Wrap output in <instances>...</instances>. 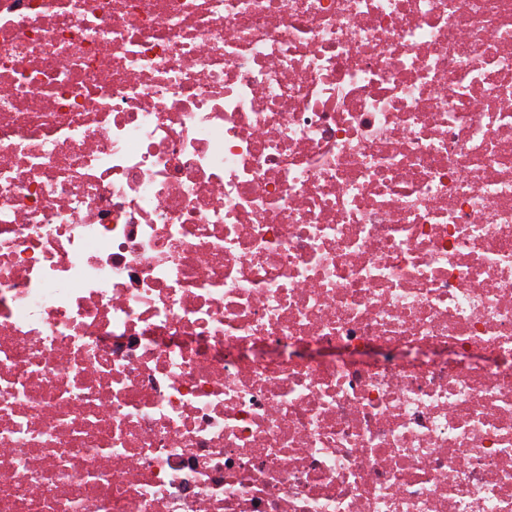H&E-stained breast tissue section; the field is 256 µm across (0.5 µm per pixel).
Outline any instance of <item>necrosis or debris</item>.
<instances>
[{"label": "necrosis or debris", "instance_id": "necrosis-or-debris-1", "mask_svg": "<svg viewBox=\"0 0 512 512\" xmlns=\"http://www.w3.org/2000/svg\"><path fill=\"white\" fill-rule=\"evenodd\" d=\"M0 512H512V0H0Z\"/></svg>", "mask_w": 512, "mask_h": 512}]
</instances>
